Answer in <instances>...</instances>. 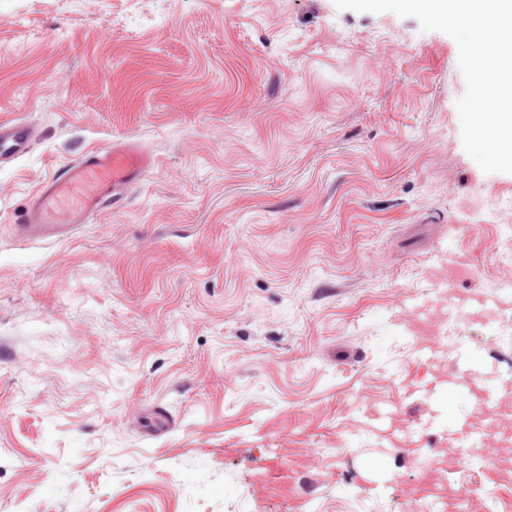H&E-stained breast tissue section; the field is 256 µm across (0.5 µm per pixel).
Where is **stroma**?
Returning <instances> with one entry per match:
<instances>
[{"label":"stroma","mask_w":512,"mask_h":512,"mask_svg":"<svg viewBox=\"0 0 512 512\" xmlns=\"http://www.w3.org/2000/svg\"><path fill=\"white\" fill-rule=\"evenodd\" d=\"M458 47L334 0H0V512H415L420 465L340 449L415 375L404 295L448 257L512 291V174L465 152ZM144 180L64 239L14 216L91 150ZM512 381V326L448 324ZM300 463L256 508L253 461ZM33 138L32 129L25 123L0 122V163L23 156Z\"/></svg>","instance_id":"stroma-1"}]
</instances>
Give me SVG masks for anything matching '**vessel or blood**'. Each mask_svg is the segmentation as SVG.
<instances>
[{"mask_svg":"<svg viewBox=\"0 0 512 512\" xmlns=\"http://www.w3.org/2000/svg\"><path fill=\"white\" fill-rule=\"evenodd\" d=\"M33 138L32 129L25 123L0 122V162L23 156ZM154 165V157L133 142L91 151L42 183L16 221V229L28 239L68 236L91 223L106 206L115 204L119 191L142 180ZM471 276L467 262L449 260L434 271L430 296L408 297L401 303L407 330L415 339L412 361L430 374L429 380L414 386L429 404L427 418L419 424L406 421L397 401L380 399L370 405L363 419L344 430L346 446L370 441L388 451H405L430 469L439 446L426 433L441 426L447 427L448 446L458 457L512 445V384L491 381L482 363L469 357L463 344L448 342L447 324L459 316L480 322L492 334L503 326L498 295L475 291L464 298L458 296V284ZM452 357L467 360L454 377L448 374ZM463 386L478 390L476 412L447 414L445 395ZM255 465L260 485L254 490V498H262L288 480V462L279 449H269ZM420 493L430 512H476L472 495L449 484L446 474L425 480Z\"/></svg>","mask_w":512,"mask_h":512,"instance_id":"1","label":"vessel or blood"}]
</instances>
